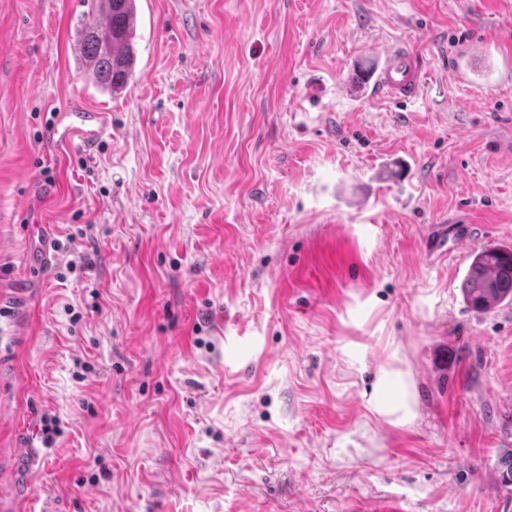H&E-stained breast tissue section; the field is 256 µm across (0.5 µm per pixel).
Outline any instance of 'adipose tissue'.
I'll return each mask as SVG.
<instances>
[{"instance_id":"adipose-tissue-1","label":"adipose tissue","mask_w":512,"mask_h":512,"mask_svg":"<svg viewBox=\"0 0 512 512\" xmlns=\"http://www.w3.org/2000/svg\"><path fill=\"white\" fill-rule=\"evenodd\" d=\"M369 409L395 426L409 424L416 415L411 381L401 370L381 371L368 399Z\"/></svg>"}]
</instances>
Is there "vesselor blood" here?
Listing matches in <instances>:
<instances>
[{
	"label": "vessel or blood",
	"instance_id": "vessel-or-blood-1",
	"mask_svg": "<svg viewBox=\"0 0 512 512\" xmlns=\"http://www.w3.org/2000/svg\"><path fill=\"white\" fill-rule=\"evenodd\" d=\"M374 85L391 101L409 104L419 100L422 87V65L418 57L402 46L383 51L371 76ZM67 124L59 137L69 142L71 136H79L83 146H92L106 131L104 113L82 109L67 113ZM472 229L462 224L451 227L434 225L427 240L428 257L442 258L451 254H465L472 241Z\"/></svg>",
	"mask_w": 512,
	"mask_h": 512
}]
</instances>
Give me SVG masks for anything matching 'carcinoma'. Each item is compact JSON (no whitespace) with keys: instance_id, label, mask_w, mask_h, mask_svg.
I'll return each mask as SVG.
<instances>
[{"instance_id":"obj_1","label":"carcinoma","mask_w":512,"mask_h":512,"mask_svg":"<svg viewBox=\"0 0 512 512\" xmlns=\"http://www.w3.org/2000/svg\"><path fill=\"white\" fill-rule=\"evenodd\" d=\"M104 24L89 21L78 31L75 53L84 73L112 93L133 77L135 0H92ZM464 302L488 310L512 299V249L485 247L475 253L461 283Z\"/></svg>"}]
</instances>
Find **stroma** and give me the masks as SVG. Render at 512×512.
Returning <instances> with one entry per match:
<instances>
[{"instance_id": "stroma-1", "label": "stroma", "mask_w": 512, "mask_h": 512, "mask_svg": "<svg viewBox=\"0 0 512 512\" xmlns=\"http://www.w3.org/2000/svg\"><path fill=\"white\" fill-rule=\"evenodd\" d=\"M91 18L0 0V512H512V304L425 252L512 247V0H136L117 94ZM403 44L408 106L362 79ZM62 118L68 121L59 136L62 144L68 143L71 136L77 135L84 147H91L108 128L104 112L77 109L75 112H64ZM472 239V229L468 225L448 227L447 224H434L427 240V256L442 258L454 253L465 255ZM367 403L374 414L388 423L409 424L416 415L409 375L402 370H382Z\"/></svg>"}]
</instances>
